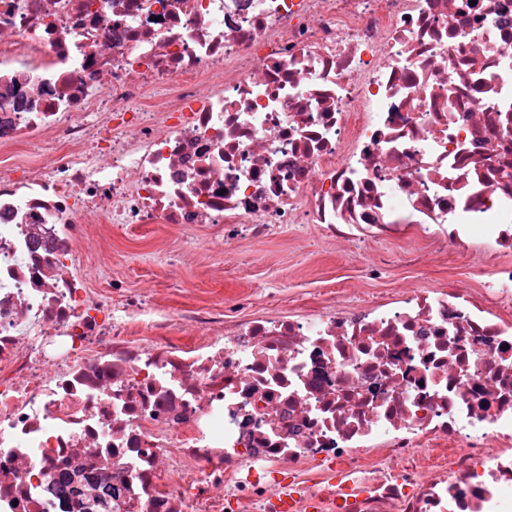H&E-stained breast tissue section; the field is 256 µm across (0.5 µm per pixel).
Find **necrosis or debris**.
<instances>
[{"label": "necrosis or debris", "mask_w": 512, "mask_h": 512, "mask_svg": "<svg viewBox=\"0 0 512 512\" xmlns=\"http://www.w3.org/2000/svg\"><path fill=\"white\" fill-rule=\"evenodd\" d=\"M0 512H512V0H0ZM427 230L476 290L184 313L87 224ZM140 335H130L131 326Z\"/></svg>", "instance_id": "1"}]
</instances>
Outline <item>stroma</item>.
Instances as JSON below:
<instances>
[{
	"label": "stroma",
	"instance_id": "stroma-1",
	"mask_svg": "<svg viewBox=\"0 0 512 512\" xmlns=\"http://www.w3.org/2000/svg\"><path fill=\"white\" fill-rule=\"evenodd\" d=\"M86 231L111 253L106 267L88 269L92 288H109L117 279L174 315L221 304L235 315L257 317L265 314L272 291L285 314L301 317L351 288L368 298L451 283L481 285L452 247L436 248L422 234L354 237L342 244L325 237L319 225L291 224L272 236L244 234L222 244L206 225L90 224Z\"/></svg>",
	"mask_w": 512,
	"mask_h": 512
}]
</instances>
